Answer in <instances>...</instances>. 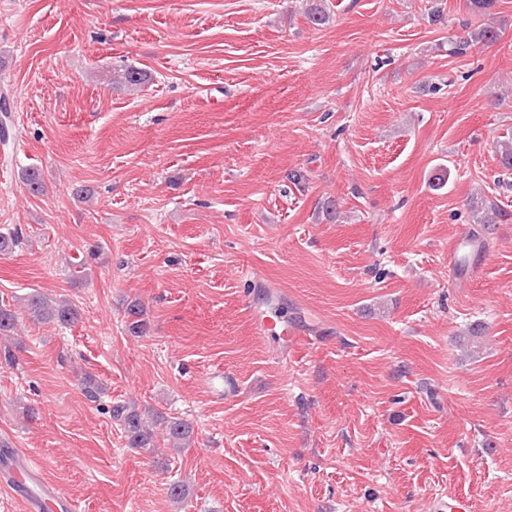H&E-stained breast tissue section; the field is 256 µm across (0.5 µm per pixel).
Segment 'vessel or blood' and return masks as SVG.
I'll use <instances>...</instances> for the list:
<instances>
[{"label": "vessel or blood", "mask_w": 512, "mask_h": 512, "mask_svg": "<svg viewBox=\"0 0 512 512\" xmlns=\"http://www.w3.org/2000/svg\"><path fill=\"white\" fill-rule=\"evenodd\" d=\"M257 333L277 335L279 340L294 339L288 324L274 325L269 316H253ZM0 488L18 501L24 512H74L69 496L32 460L11 448L0 450Z\"/></svg>", "instance_id": "1"}]
</instances>
